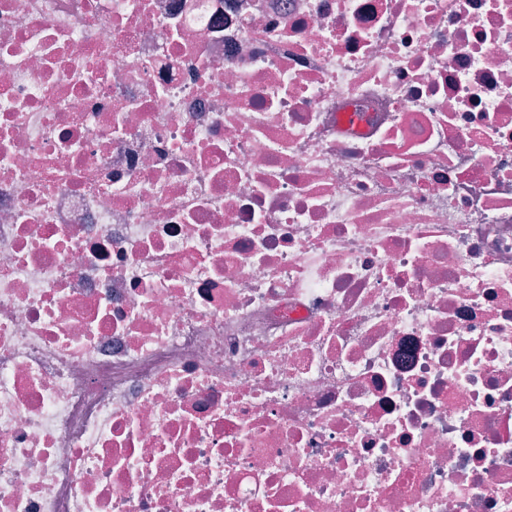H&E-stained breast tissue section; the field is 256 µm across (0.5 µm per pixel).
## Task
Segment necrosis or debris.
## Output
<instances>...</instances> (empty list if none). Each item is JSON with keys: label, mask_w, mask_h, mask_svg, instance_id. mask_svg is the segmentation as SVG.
I'll use <instances>...</instances> for the list:
<instances>
[{"label": "necrosis or debris", "mask_w": 512, "mask_h": 512, "mask_svg": "<svg viewBox=\"0 0 512 512\" xmlns=\"http://www.w3.org/2000/svg\"><path fill=\"white\" fill-rule=\"evenodd\" d=\"M0 512H512V0H0Z\"/></svg>", "instance_id": "obj_1"}]
</instances>
